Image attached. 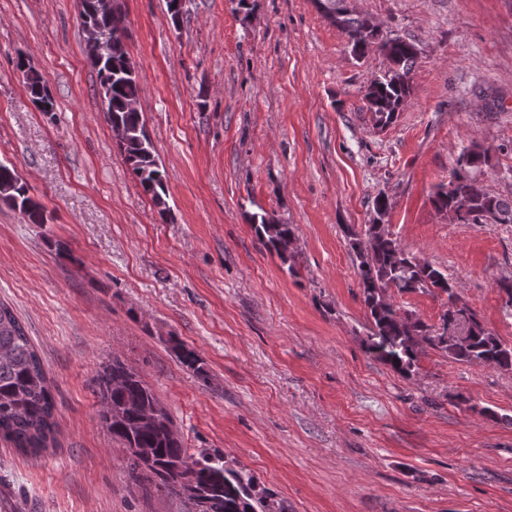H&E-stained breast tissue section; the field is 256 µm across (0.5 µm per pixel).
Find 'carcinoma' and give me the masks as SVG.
<instances>
[{"instance_id": "1", "label": "carcinoma", "mask_w": 512, "mask_h": 512, "mask_svg": "<svg viewBox=\"0 0 512 512\" xmlns=\"http://www.w3.org/2000/svg\"><path fill=\"white\" fill-rule=\"evenodd\" d=\"M319 13L340 30L351 54L361 60L377 51L387 60V68L367 86L365 100L375 125L384 129L392 124L411 94V73L418 56L417 45L396 37L388 42L367 33L368 18L349 11L345 0H313ZM79 16L89 17L100 29L106 45L105 58H87L97 70L99 94L105 105L107 122L121 131L117 144L142 191L150 196L161 215L168 213L166 173L155 157L152 142L139 108L140 84L124 39L114 36L112 10L100 6V0H79ZM16 68L23 74L27 91L42 112L55 109L42 76L18 55ZM486 153L472 143L459 154L457 168L446 184L431 196L434 208L463 224H478L489 213L496 224H512V198H501L477 185ZM0 200L19 211L29 224L46 223L43 204L29 193L12 164L0 162ZM388 199L380 195L374 202L375 217L366 225L364 236L349 239L358 261L357 274L363 302L370 321L364 339L366 348L377 360L393 370L410 375L416 366L417 352L426 344L458 362L489 365L512 370V346L488 331L476 314L460 302L453 284L441 270L407 252L386 228L384 219ZM249 223L258 239L275 253L288 272H294L295 230L266 211L251 213ZM399 293H445L448 309L441 316L443 327L463 325L466 334L450 340L434 336L430 327L411 314H402L388 290ZM180 363L202 381L208 375L196 352L185 344L173 342ZM101 400L100 419L112 438L124 444L127 473L138 485L149 484L158 491L183 498L175 467H192L197 487L206 500L203 512H258L272 499L267 489L247 472L226 466L224 454L216 449L190 453L177 436L175 424L141 375L113 358L97 376ZM58 423L55 401L41 359L12 307L0 300V439L30 456H39L57 443ZM150 448L154 462L144 466L137 453Z\"/></svg>"}]
</instances>
